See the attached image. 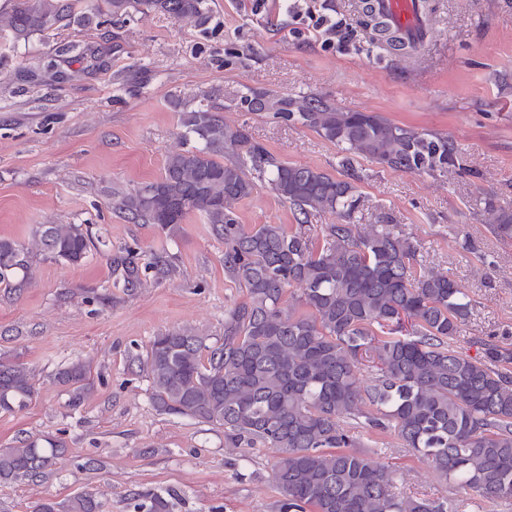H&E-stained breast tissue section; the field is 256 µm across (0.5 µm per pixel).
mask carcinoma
Wrapping results in <instances>:
<instances>
[{"instance_id": "obj_1", "label": "carcinoma", "mask_w": 512, "mask_h": 512, "mask_svg": "<svg viewBox=\"0 0 512 512\" xmlns=\"http://www.w3.org/2000/svg\"><path fill=\"white\" fill-rule=\"evenodd\" d=\"M14 0L0 12V31L16 41L72 24H101L136 4L197 26L210 0ZM373 42L407 54L395 30L357 6ZM220 95L206 94L180 111L190 147L169 153L161 176L116 207L134 224L170 234L191 214L203 216L224 240V272L245 299L224 315L215 342L184 329L154 337L141 368L153 406L164 414L224 427L236 448H274L278 512H464L454 497L433 499L394 490L389 468L374 460L357 428L396 437L446 485L469 492L477 506L512 500V351L477 341L479 357L457 351L455 340L472 311L469 296L448 276L416 268V242L395 224L368 231L353 223L358 208L354 162L372 160L407 173L463 168L452 141L400 126L373 112H354L317 94L247 91L236 106L299 123L341 148L347 179L288 164L256 142L243 125L224 122ZM294 209L288 232L280 224L250 230L237 205L256 188L252 173ZM333 213L321 228L308 219ZM488 231L512 241V209L484 202ZM32 238L55 261L77 266L95 247L81 224H38ZM30 251L0 237V286L18 290ZM124 287L140 285L135 252L112 257ZM304 311H299V308ZM367 366L372 383L361 386ZM55 379L71 405L92 390L89 366L77 359ZM35 397L23 364L0 357V410L20 411ZM61 437H24L0 449V482H40L66 453ZM89 492L66 502L46 499L33 512H102ZM137 512H171L160 494L135 496Z\"/></svg>"}]
</instances>
